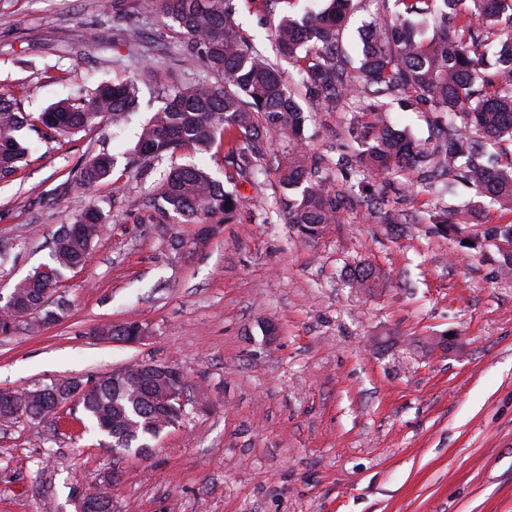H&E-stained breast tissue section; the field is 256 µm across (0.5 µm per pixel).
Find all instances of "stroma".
<instances>
[{
  "label": "stroma",
  "instance_id": "obj_1",
  "mask_svg": "<svg viewBox=\"0 0 512 512\" xmlns=\"http://www.w3.org/2000/svg\"><path fill=\"white\" fill-rule=\"evenodd\" d=\"M242 35L272 52L273 25L293 7L233 0ZM394 0H354L340 35L358 60L359 32L393 22ZM154 64L158 80L191 76L184 39L146 0H0V92L31 117L77 91ZM153 83L122 131L104 124L35 141L13 181L0 184V293L49 263L64 217L90 205L106 226L58 295L56 323L0 334V390L56 379L90 382L131 362L177 365L186 417L145 454L116 456L92 430L66 427L75 401L34 422L0 423V512H77L108 490L112 512H512V246L496 226L512 212L473 209L474 192L413 194L361 169H335L351 144L346 108H314L309 157L332 164L347 203L339 223L303 238L280 202L287 143L260 142L261 170L239 181L231 222L177 224L153 206L154 177L122 189L60 185L87 155L131 147L158 106ZM397 129L435 147L436 115L393 104ZM471 209L443 236L442 209ZM395 224L380 223L379 211ZM384 287H349L359 261ZM140 323L136 345L93 336L104 324Z\"/></svg>",
  "mask_w": 512,
  "mask_h": 512
}]
</instances>
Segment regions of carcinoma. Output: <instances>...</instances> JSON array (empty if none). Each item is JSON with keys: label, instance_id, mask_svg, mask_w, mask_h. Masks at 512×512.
Here are the masks:
<instances>
[{"label": "carcinoma", "instance_id": "carcinoma-1", "mask_svg": "<svg viewBox=\"0 0 512 512\" xmlns=\"http://www.w3.org/2000/svg\"><path fill=\"white\" fill-rule=\"evenodd\" d=\"M353 0H329L322 10L282 17L275 27L280 57L295 64L306 94L318 105L346 106L357 136L355 161L372 176L389 180L406 175L417 193L459 179L484 198L488 207L512 212V0H396L406 18L388 25L370 23L362 31V56L352 79L339 35ZM162 17L186 37V59L201 71L182 83L160 87L162 106L142 125L126 162L116 170L108 152L81 160L73 176L61 184L73 193L100 182L117 184L153 170L166 158L185 150L209 151L224 133L235 132L239 143L224 155V168L247 180L257 171L255 143L260 127L271 126L288 139V158L281 165L279 185L300 190L288 202V223L303 237L318 239L339 219L343 195L328 177L309 166L303 148L308 115L279 69L239 31L232 0H159ZM411 16L432 28L418 38ZM155 77L154 68L121 82H105L61 100L33 123L11 96L0 94V182L12 180L31 150L21 138L25 128L38 139L65 138L103 119L119 125L139 108L140 84ZM404 95L448 117L438 128L439 145L431 152L405 131L386 124L387 98ZM155 207L164 217L189 224L231 220L239 196L194 163L171 162L160 172ZM434 223L454 232L467 223V212L438 215ZM100 210L90 207L69 218L53 237L51 262L14 283L11 292L28 303L27 314L57 321L46 307L65 275L83 265L102 233ZM382 275L370 264L350 273L353 288L379 286ZM133 323L109 324L96 336H130ZM154 363L129 366L127 378L96 380L80 391L83 419L106 440L149 444L152 436L181 421L179 408L160 410L147 378ZM71 381L15 393L0 400V420L18 422L42 417L55 397H64Z\"/></svg>", "mask_w": 512, "mask_h": 512}]
</instances>
